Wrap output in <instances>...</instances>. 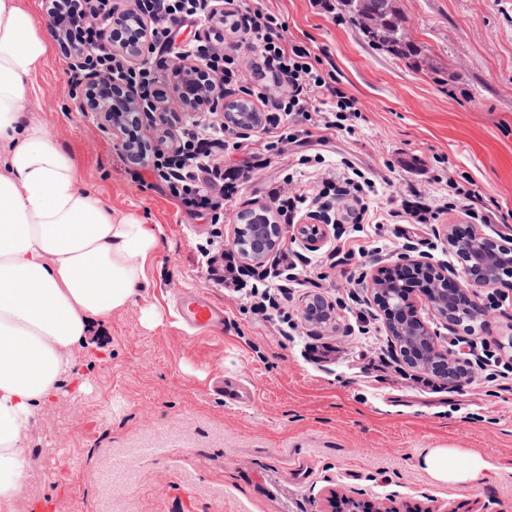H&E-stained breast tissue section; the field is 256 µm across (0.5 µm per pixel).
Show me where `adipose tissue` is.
Segmentation results:
<instances>
[{"mask_svg": "<svg viewBox=\"0 0 512 512\" xmlns=\"http://www.w3.org/2000/svg\"><path fill=\"white\" fill-rule=\"evenodd\" d=\"M50 43L34 11L0 0V512L26 477L22 436L62 379L74 348L141 295L156 230L114 214L79 184L71 158L32 116L26 91ZM436 483L488 479L483 453L431 448L420 460Z\"/></svg>", "mask_w": 512, "mask_h": 512, "instance_id": "adipose-tissue-1", "label": "adipose tissue"}]
</instances>
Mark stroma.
<instances>
[{"instance_id":"stroma-1","label":"stroma","mask_w":512,"mask_h":512,"mask_svg":"<svg viewBox=\"0 0 512 512\" xmlns=\"http://www.w3.org/2000/svg\"><path fill=\"white\" fill-rule=\"evenodd\" d=\"M265 5L362 106L355 132L331 133L323 145L326 164L382 172L372 201L380 209L414 186L444 195L447 176L473 179L507 216L484 232L512 234V0H398L424 50L415 67L371 48L340 6ZM78 75L53 43L27 99L82 185L114 212L155 226L162 245L146 264L144 298L113 313L102 351L76 348L86 390L61 382L25 432L23 446L38 460L15 512H325L332 489L439 512H512V288L479 291L489 315L471 339H493L507 364L492 382L479 374L437 393L416 388L369 293L354 290L351 265L328 269L321 288L294 293L292 305L300 315L313 296L334 304L359 294L371 335L335 308L330 322L304 324L301 340L286 341L277 325L253 320L207 280L197 247L210 225L135 178L124 161L125 130L105 131L94 114L79 112L71 90ZM299 155L284 146L242 183L224 210L225 242L238 215L269 206L272 191L307 188ZM185 290L222 306L230 330L186 331L171 305ZM148 308L162 319L152 329L143 321ZM324 343L335 353L314 359L312 347ZM219 374L253 388L254 402L226 404L211 388ZM445 446L478 449L496 470L472 488L438 485L419 459ZM300 460L307 466L298 471Z\"/></svg>"}]
</instances>
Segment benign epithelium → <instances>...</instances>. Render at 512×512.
<instances>
[{"label": "benign epithelium", "mask_w": 512, "mask_h": 512, "mask_svg": "<svg viewBox=\"0 0 512 512\" xmlns=\"http://www.w3.org/2000/svg\"><path fill=\"white\" fill-rule=\"evenodd\" d=\"M59 25L61 43L67 46L74 68L81 67L85 48L71 40H65L70 28L79 21L77 13L61 16L53 14ZM200 67L182 57L173 67L169 94L160 105L164 112H201L212 110L224 99V89L218 85L209 93L201 89L198 72ZM86 92L78 103L81 112H92L103 121V126H112L117 112H142L137 94L125 85L112 80L104 72L84 74ZM327 236V225L316 224L313 231L302 236L306 246L318 249ZM448 248L458 258L460 269L440 267L424 257L406 259V266L414 271H427L432 284L423 290L431 310L453 325L463 324L462 309L470 307L471 317L481 319L486 307L479 301L477 289L494 288L507 283L512 275V245L508 246L488 237L475 225L462 227L448 225ZM282 241V225L254 224L249 234V249L256 259H264ZM383 266L372 272L366 288L383 313L391 344L401 360L417 371L433 372L441 377L448 374V368L456 366L450 381L461 382L471 378L474 369L470 364L458 365L447 350L441 349L435 338L428 332L425 323L417 315L415 293L407 291L396 304L386 297V281L392 278L393 268ZM331 317L329 305L321 298L310 301L305 308V319L314 324H323ZM335 512H435L429 508L407 507L386 508L362 494L333 496Z\"/></svg>", "instance_id": "1"}]
</instances>
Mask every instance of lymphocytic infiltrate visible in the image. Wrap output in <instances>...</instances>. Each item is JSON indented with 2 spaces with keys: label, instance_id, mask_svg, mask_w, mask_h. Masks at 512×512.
Instances as JSON below:
<instances>
[{
  "label": "lymphocytic infiltrate",
  "instance_id": "1",
  "mask_svg": "<svg viewBox=\"0 0 512 512\" xmlns=\"http://www.w3.org/2000/svg\"><path fill=\"white\" fill-rule=\"evenodd\" d=\"M212 0H135L133 9L149 24L140 54L143 61L132 65L122 53L113 51L121 41L122 28L105 31L99 18H111L112 0H85L86 11L71 30V37L86 45L85 66L111 72L118 82L136 87L144 105L158 100L156 59H171L189 53L199 56L212 79L237 86L241 79L239 48L258 51L260 63L255 81L246 93L261 106L265 121L261 141L243 136L224 121L186 122L176 148L151 146L146 140L131 138L125 160L135 170L147 171L160 182L169 198L190 216L204 217L210 223L224 221V208L238 192L240 182L265 166L270 151L285 144L299 147L324 144L328 131L353 132L361 119L357 100L349 96L332 72L321 66L317 55L306 46L288 40L287 25L260 0L244 5L243 0H224V17L237 44L221 46L209 39L181 49L176 38L186 21L208 23ZM242 156L239 165L223 168L224 152ZM321 155L302 156V163L317 162L312 188L297 192L274 193L273 202L283 223L296 224L301 214L333 218L351 224L353 233L338 238L332 254L336 262L360 263L369 254L367 240L381 235L385 224H392L395 238H406L410 224H434L447 213L458 210L479 224H500L504 218L495 205L485 203L473 180L449 181L443 198L416 191L414 200L381 215L374 211L371 198L377 195L374 179L354 163L344 167H321ZM206 273L215 285L238 294L244 311L265 320L277 321L282 335H289L296 322L286 305L272 289L248 285L247 266L238 250L225 245L221 232H214L200 249Z\"/></svg>",
  "mask_w": 512,
  "mask_h": 512
}]
</instances>
